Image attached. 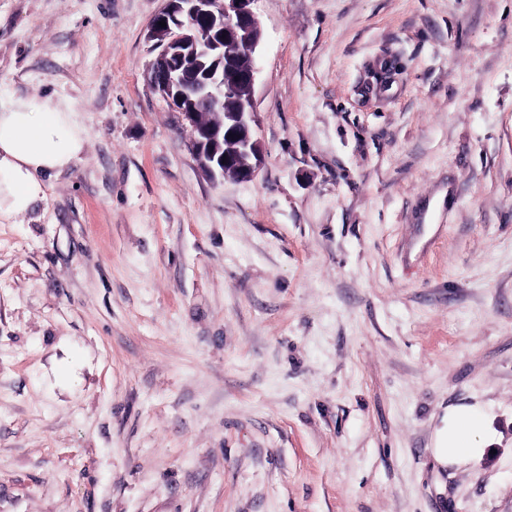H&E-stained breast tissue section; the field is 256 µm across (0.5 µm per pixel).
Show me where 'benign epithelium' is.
<instances>
[{
  "label": "benign epithelium",
  "mask_w": 512,
  "mask_h": 512,
  "mask_svg": "<svg viewBox=\"0 0 512 512\" xmlns=\"http://www.w3.org/2000/svg\"><path fill=\"white\" fill-rule=\"evenodd\" d=\"M251 0H168L163 12L152 22L148 39L161 48L154 60V88L168 99L188 121L196 117L199 102L229 105L224 112V128L201 131L193 150L199 164L213 177L250 180L254 177L260 147L254 137L252 122L255 84V53L261 32L248 8ZM166 22V26L158 22ZM241 44L250 59L239 71L233 60L222 68L201 73L189 70L185 58L210 56L220 43ZM232 76L227 86L224 71Z\"/></svg>",
  "instance_id": "7a95c632"
}]
</instances>
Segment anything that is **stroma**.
Here are the masks:
<instances>
[{
	"label": "stroma",
	"instance_id": "35a3bbf8",
	"mask_svg": "<svg viewBox=\"0 0 512 512\" xmlns=\"http://www.w3.org/2000/svg\"><path fill=\"white\" fill-rule=\"evenodd\" d=\"M166 5L0 0V94L87 132L0 218V512H512V0H253L247 181L148 80ZM489 432L488 408L479 402L447 408L434 430L432 453L442 465H459L480 459Z\"/></svg>",
	"mask_w": 512,
	"mask_h": 512
}]
</instances>
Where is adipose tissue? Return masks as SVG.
<instances>
[{
    "label": "adipose tissue",
    "mask_w": 512,
    "mask_h": 512,
    "mask_svg": "<svg viewBox=\"0 0 512 512\" xmlns=\"http://www.w3.org/2000/svg\"><path fill=\"white\" fill-rule=\"evenodd\" d=\"M85 142L73 104L17 95L0 98V215H25L43 202L47 178L73 167ZM488 432L484 404L451 406L434 430L432 453L445 466L480 459Z\"/></svg>",
    "instance_id": "ef3b65f1"
}]
</instances>
